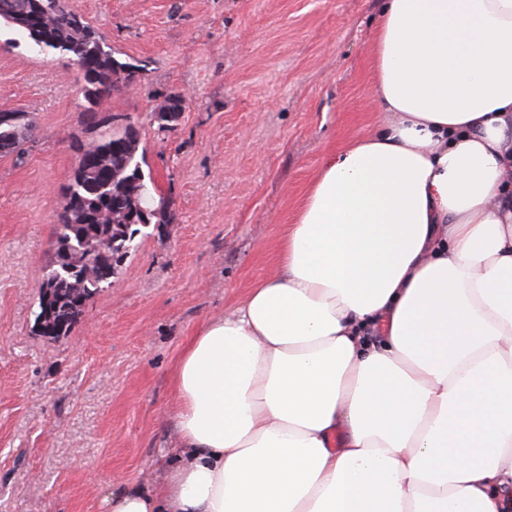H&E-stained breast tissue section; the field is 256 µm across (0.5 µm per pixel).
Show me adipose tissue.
<instances>
[{"label":"adipose tissue","mask_w":512,"mask_h":512,"mask_svg":"<svg viewBox=\"0 0 512 512\" xmlns=\"http://www.w3.org/2000/svg\"><path fill=\"white\" fill-rule=\"evenodd\" d=\"M373 94L109 512H512V0H385Z\"/></svg>","instance_id":"adipose-tissue-1"}]
</instances>
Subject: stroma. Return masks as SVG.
I'll return each mask as SVG.
<instances>
[{
  "mask_svg": "<svg viewBox=\"0 0 512 512\" xmlns=\"http://www.w3.org/2000/svg\"><path fill=\"white\" fill-rule=\"evenodd\" d=\"M135 80L105 101L147 144L152 199L112 283L70 332L38 336L53 217L89 137L74 68L0 27V110L32 113L0 156V512H107L175 461V365L192 336L272 274L322 159L384 120L372 94L383 0H68ZM184 97L176 126L151 121ZM23 117L19 123L8 124L0 122V155H16L20 157L25 152V145L33 140L36 125L32 115L27 112H19ZM10 146L8 152L2 153L1 146Z\"/></svg>",
  "mask_w": 512,
  "mask_h": 512,
  "instance_id": "obj_1",
  "label": "stroma"
}]
</instances>
